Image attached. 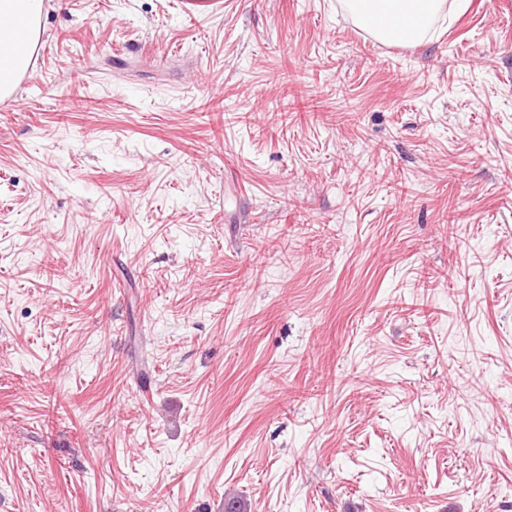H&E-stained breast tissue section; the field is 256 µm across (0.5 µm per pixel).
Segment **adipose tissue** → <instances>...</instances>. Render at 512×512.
<instances>
[{
	"label": "adipose tissue",
	"mask_w": 512,
	"mask_h": 512,
	"mask_svg": "<svg viewBox=\"0 0 512 512\" xmlns=\"http://www.w3.org/2000/svg\"><path fill=\"white\" fill-rule=\"evenodd\" d=\"M375 38L412 45L426 38L447 0H340ZM43 0H0V98L11 95L42 38Z\"/></svg>",
	"instance_id": "1"
}]
</instances>
